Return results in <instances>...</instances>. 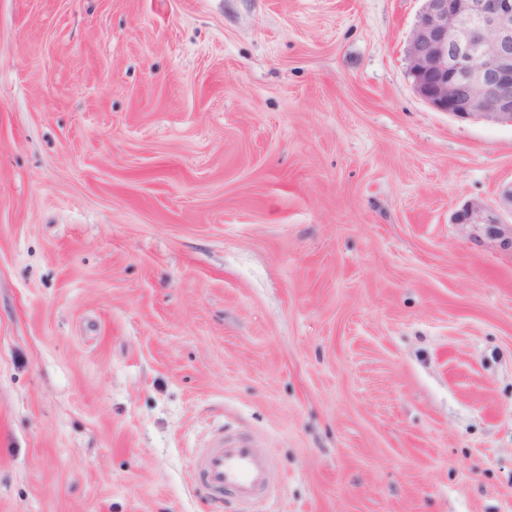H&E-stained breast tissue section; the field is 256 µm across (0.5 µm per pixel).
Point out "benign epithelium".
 I'll return each mask as SVG.
<instances>
[{"label":"benign epithelium","instance_id":"1","mask_svg":"<svg viewBox=\"0 0 512 512\" xmlns=\"http://www.w3.org/2000/svg\"><path fill=\"white\" fill-rule=\"evenodd\" d=\"M405 61L433 109L512 126V0H423ZM452 223L512 251V183L492 204L466 202Z\"/></svg>","mask_w":512,"mask_h":512}]
</instances>
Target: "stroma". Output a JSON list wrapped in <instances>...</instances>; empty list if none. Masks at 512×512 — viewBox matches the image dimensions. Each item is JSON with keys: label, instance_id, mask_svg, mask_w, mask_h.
Here are the masks:
<instances>
[{"label": "stroma", "instance_id": "1", "mask_svg": "<svg viewBox=\"0 0 512 512\" xmlns=\"http://www.w3.org/2000/svg\"><path fill=\"white\" fill-rule=\"evenodd\" d=\"M422 0H0V512H512V127L415 93ZM452 223L471 226L480 233L475 237L484 236L501 249L512 251V182L499 191L493 204L466 202L453 213ZM198 484L215 498L231 491L244 507L267 498L276 483L269 458L254 438L217 430L193 459Z\"/></svg>", "mask_w": 512, "mask_h": 512}]
</instances>
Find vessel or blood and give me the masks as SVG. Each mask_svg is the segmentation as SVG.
<instances>
[{
  "label": "vessel or blood",
  "instance_id": "obj_1",
  "mask_svg": "<svg viewBox=\"0 0 512 512\" xmlns=\"http://www.w3.org/2000/svg\"><path fill=\"white\" fill-rule=\"evenodd\" d=\"M193 468L199 485L212 496L228 490L246 507L268 497L276 483L269 458L254 438L220 430L195 455Z\"/></svg>",
  "mask_w": 512,
  "mask_h": 512
}]
</instances>
